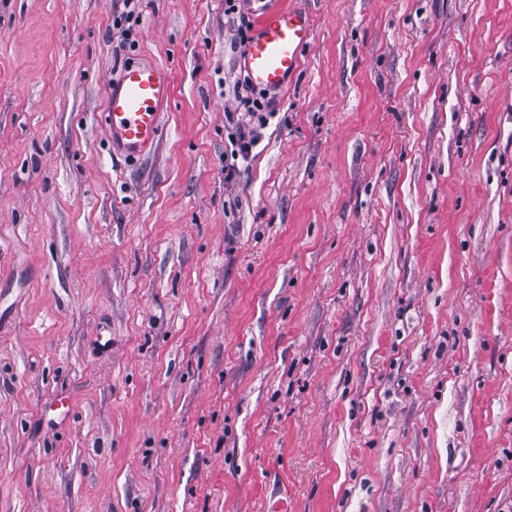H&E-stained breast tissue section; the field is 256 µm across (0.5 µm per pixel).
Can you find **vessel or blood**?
I'll return each mask as SVG.
<instances>
[{
    "label": "vessel or blood",
    "mask_w": 512,
    "mask_h": 512,
    "mask_svg": "<svg viewBox=\"0 0 512 512\" xmlns=\"http://www.w3.org/2000/svg\"><path fill=\"white\" fill-rule=\"evenodd\" d=\"M308 13L294 7L267 10L243 50L250 85L278 93L302 66L312 41ZM171 70L150 56L123 64L107 85L101 122L113 154L136 161L151 155L163 133V108L173 97Z\"/></svg>",
    "instance_id": "b4317fda"
}]
</instances>
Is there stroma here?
I'll list each match as a JSON object with an SVG mask.
<instances>
[{"label":"stroma","mask_w":512,"mask_h":512,"mask_svg":"<svg viewBox=\"0 0 512 512\" xmlns=\"http://www.w3.org/2000/svg\"><path fill=\"white\" fill-rule=\"evenodd\" d=\"M275 5L313 41L228 182L224 0L126 42L123 0H0V512H512V0ZM171 70L151 56L123 64L107 85L101 122L112 154L128 161L151 155L173 97Z\"/></svg>","instance_id":"35a3bbf8"}]
</instances>
